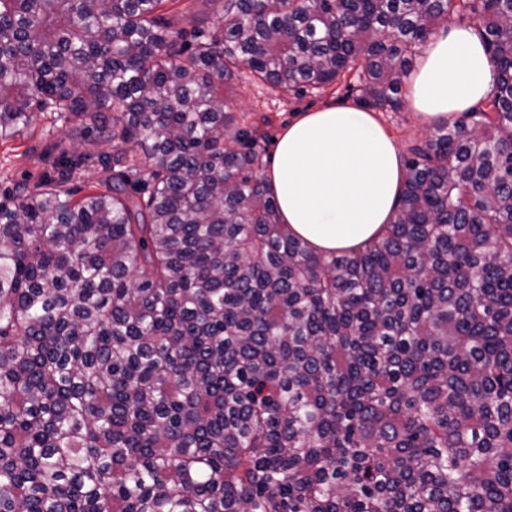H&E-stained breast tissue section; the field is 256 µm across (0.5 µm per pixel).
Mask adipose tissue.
<instances>
[{"label": "adipose tissue", "mask_w": 512, "mask_h": 512, "mask_svg": "<svg viewBox=\"0 0 512 512\" xmlns=\"http://www.w3.org/2000/svg\"><path fill=\"white\" fill-rule=\"evenodd\" d=\"M496 73L473 26L430 41L410 73L411 107L457 118L492 94ZM290 235L327 254L361 245L391 223L403 179L399 151L372 113L354 104L300 115L283 130L264 174Z\"/></svg>", "instance_id": "adipose-tissue-1"}]
</instances>
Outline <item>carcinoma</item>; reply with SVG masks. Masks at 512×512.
Masks as SVG:
<instances>
[{"label": "carcinoma", "instance_id": "obj_1", "mask_svg": "<svg viewBox=\"0 0 512 512\" xmlns=\"http://www.w3.org/2000/svg\"><path fill=\"white\" fill-rule=\"evenodd\" d=\"M164 2L0 0V141L50 112L113 151L47 147L0 201V512H512V0H224L193 48ZM459 11L489 103L409 148L381 234L316 254L222 88L354 68L399 110ZM102 177L103 174L100 171V167H84L75 174L74 178L70 183H68L67 187L78 191V193L73 197L74 199H78L83 195L92 192L94 188H91L90 186L97 185Z\"/></svg>", "mask_w": 512, "mask_h": 512}]
</instances>
